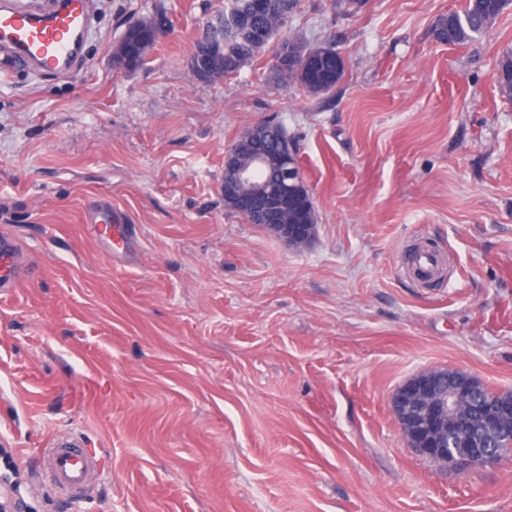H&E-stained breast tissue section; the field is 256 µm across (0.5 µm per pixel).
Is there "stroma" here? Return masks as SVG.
Listing matches in <instances>:
<instances>
[{
    "instance_id": "stroma-1",
    "label": "stroma",
    "mask_w": 512,
    "mask_h": 512,
    "mask_svg": "<svg viewBox=\"0 0 512 512\" xmlns=\"http://www.w3.org/2000/svg\"><path fill=\"white\" fill-rule=\"evenodd\" d=\"M463 0H301L288 28L345 74L325 95L268 57L215 83L190 51L224 0H93L72 75L0 82V231L36 267L0 296V473L19 512H512V461L465 472L409 447L391 397L432 368L512 391V100L497 75L512 8L436 41ZM143 66L112 52L141 19ZM294 137L315 209L295 246L224 204V151L250 126ZM133 224L108 258L85 216ZM434 243L448 276L403 269ZM81 437L85 499L39 477Z\"/></svg>"
}]
</instances>
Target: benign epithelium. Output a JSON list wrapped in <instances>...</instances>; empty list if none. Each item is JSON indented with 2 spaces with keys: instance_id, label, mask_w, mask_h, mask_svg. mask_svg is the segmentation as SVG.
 Returning <instances> with one entry per match:
<instances>
[{
  "instance_id": "7a95c632",
  "label": "benign epithelium",
  "mask_w": 512,
  "mask_h": 512,
  "mask_svg": "<svg viewBox=\"0 0 512 512\" xmlns=\"http://www.w3.org/2000/svg\"><path fill=\"white\" fill-rule=\"evenodd\" d=\"M263 165L256 156L252 164H241L234 151L224 152V169L241 184L251 182L253 169ZM291 240L307 237L308 225H273ZM487 387L476 377L454 370L447 375L440 369H428L415 375L395 392L392 407L407 438L409 447L430 461L452 464L460 470L503 461L496 448L483 446L487 435L512 438V398L492 394L486 416L476 421L463 415L477 393Z\"/></svg>"
}]
</instances>
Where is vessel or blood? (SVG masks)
<instances>
[{
  "label": "vessel or blood",
  "instance_id": "vessel-or-blood-1",
  "mask_svg": "<svg viewBox=\"0 0 512 512\" xmlns=\"http://www.w3.org/2000/svg\"><path fill=\"white\" fill-rule=\"evenodd\" d=\"M90 33L88 0H50L44 7L25 0H0V62L5 67L70 74ZM87 221L107 255L127 252L131 228L122 223L111 204L94 207ZM28 266L20 242L10 233H1L0 288L22 285ZM39 474L56 494L68 499L82 498L100 479L95 457L76 436L50 440L41 456Z\"/></svg>",
  "mask_w": 512,
  "mask_h": 512
}]
</instances>
